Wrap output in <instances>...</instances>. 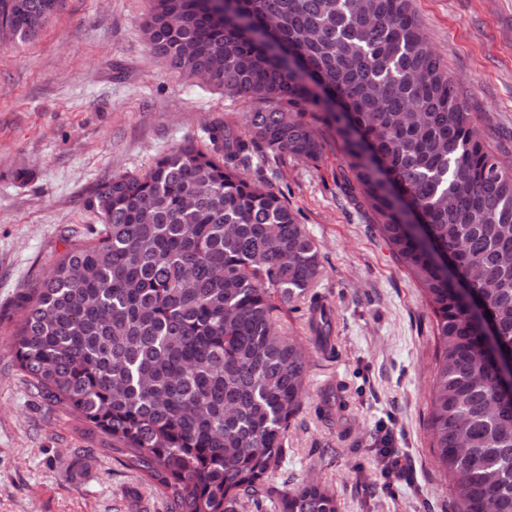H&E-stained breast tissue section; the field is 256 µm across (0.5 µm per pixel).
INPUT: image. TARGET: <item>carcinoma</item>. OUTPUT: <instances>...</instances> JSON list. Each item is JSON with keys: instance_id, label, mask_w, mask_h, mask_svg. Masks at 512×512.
<instances>
[{"instance_id": "1", "label": "carcinoma", "mask_w": 512, "mask_h": 512, "mask_svg": "<svg viewBox=\"0 0 512 512\" xmlns=\"http://www.w3.org/2000/svg\"><path fill=\"white\" fill-rule=\"evenodd\" d=\"M59 2L0 0V45L34 36ZM143 32L172 72L251 103L248 129L212 122L88 198L96 235L23 300L11 348L32 387L170 512H338L318 483L268 480L309 372L273 319L321 260L266 178L241 176L316 161L330 137L345 190L433 316L427 428L454 512H512V169L411 0H149Z\"/></svg>"}]
</instances>
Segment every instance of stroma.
Instances as JSON below:
<instances>
[{"instance_id":"35a3bbf8","label":"stroma","mask_w":512,"mask_h":512,"mask_svg":"<svg viewBox=\"0 0 512 512\" xmlns=\"http://www.w3.org/2000/svg\"><path fill=\"white\" fill-rule=\"evenodd\" d=\"M421 27L488 144L512 153V0H413ZM147 0H63L31 40L0 47V512H168L165 496L106 441L44 398L10 345L21 304L68 244L96 224L86 201L145 171L210 122L244 128L247 104L169 71L141 31ZM339 149L282 157L271 182L322 256L313 288L332 310L314 343L308 299L277 322L309 352L302 410L273 485L321 482L339 512H453L435 466L427 401L435 346L420 289L339 179ZM335 384L341 419L322 396ZM407 471L381 479V444Z\"/></svg>"}]
</instances>
